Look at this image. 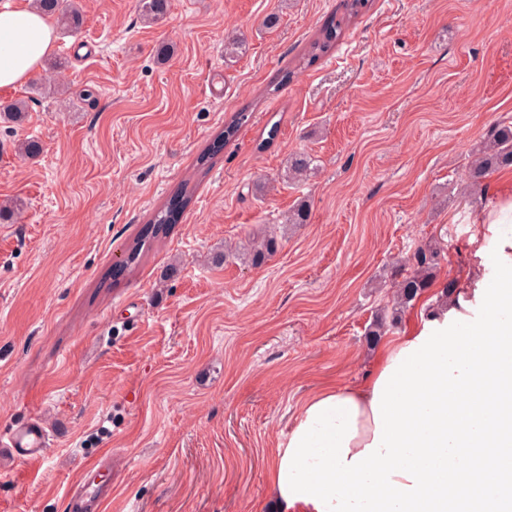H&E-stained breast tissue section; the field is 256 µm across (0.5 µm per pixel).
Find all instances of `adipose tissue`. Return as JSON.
<instances>
[{"label":"adipose tissue","mask_w":512,"mask_h":512,"mask_svg":"<svg viewBox=\"0 0 512 512\" xmlns=\"http://www.w3.org/2000/svg\"><path fill=\"white\" fill-rule=\"evenodd\" d=\"M56 33L50 20L21 0H0V87L23 83L39 70L54 48ZM412 342L403 336L385 345L368 377L351 387L327 388L313 398L321 403L327 398L350 399L358 408L357 434L349 442L351 453L363 451L372 443L375 431L372 399L374 386L401 349Z\"/></svg>","instance_id":"1"}]
</instances>
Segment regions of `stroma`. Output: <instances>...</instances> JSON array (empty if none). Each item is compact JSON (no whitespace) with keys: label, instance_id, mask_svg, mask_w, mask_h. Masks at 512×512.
I'll return each mask as SVG.
<instances>
[{"label":"stroma","instance_id":"35a3bbf8","mask_svg":"<svg viewBox=\"0 0 512 512\" xmlns=\"http://www.w3.org/2000/svg\"><path fill=\"white\" fill-rule=\"evenodd\" d=\"M78 3L80 29L57 30L39 72L0 88L29 106L0 123V205L19 206L0 219V432L34 417L50 429L43 462L0 461V512H66L103 457L99 512H282L276 452L307 399L369 372L366 333L390 316L404 258L440 251L389 341L446 282L494 275L469 239L512 196V169L460 186L471 151L512 122V0H370L302 69L343 0H170L156 25L136 0ZM228 28L245 37L232 59ZM244 108L251 122L195 178ZM25 139L36 158L19 156ZM300 152L315 172L288 182ZM188 178L178 224L121 267ZM301 200L309 222L284 223ZM260 232L279 240L266 263L213 264Z\"/></svg>","mask_w":512,"mask_h":512}]
</instances>
